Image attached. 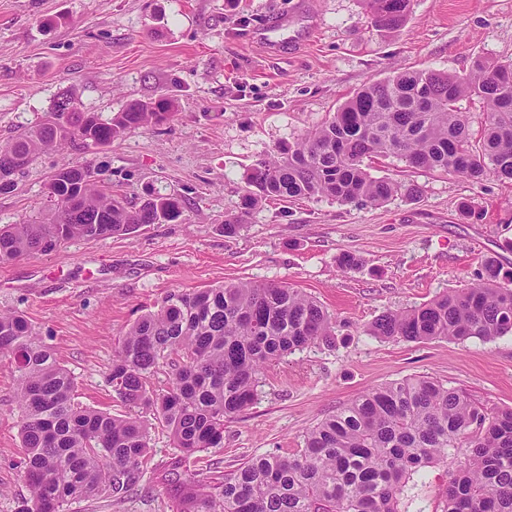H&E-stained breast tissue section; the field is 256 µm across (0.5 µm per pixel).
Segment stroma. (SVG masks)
Here are the masks:
<instances>
[{
    "instance_id": "stroma-1",
    "label": "stroma",
    "mask_w": 512,
    "mask_h": 512,
    "mask_svg": "<svg viewBox=\"0 0 512 512\" xmlns=\"http://www.w3.org/2000/svg\"><path fill=\"white\" fill-rule=\"evenodd\" d=\"M282 15L287 28L270 37L284 50L273 55L255 37ZM478 56L512 61V0H411L392 31L375 27L363 0H0V145L68 88L105 117L135 100L176 103L166 124L110 146L39 154L0 194V226L40 217L51 176L75 164L129 205L149 187L186 204L182 223L0 263V312L23 315L51 347L77 403L123 417L107 382L118 340L170 292L263 281L316 298L336 319L335 343L266 366L254 403L225 424L223 447L201 452L203 485L251 457L292 455L316 423L393 380L425 375L485 407H512V333L416 343L365 332L384 312L468 287L488 261L512 269V180L475 183L384 158L372 176L416 184L417 200H268L238 236L223 230L255 160L325 123L365 83L409 67L463 73ZM463 201L481 209L480 223L460 217ZM344 252L359 260L346 272ZM19 415L15 374L0 360V512L28 495ZM142 419L150 450L141 487L119 502L74 501L68 512H173L161 476L175 443L152 413Z\"/></svg>"
}]
</instances>
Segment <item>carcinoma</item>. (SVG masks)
Masks as SVG:
<instances>
[{
  "label": "carcinoma",
  "mask_w": 512,
  "mask_h": 512,
  "mask_svg": "<svg viewBox=\"0 0 512 512\" xmlns=\"http://www.w3.org/2000/svg\"><path fill=\"white\" fill-rule=\"evenodd\" d=\"M364 2L384 30L410 13L411 0ZM464 97L487 110L477 139L457 107ZM174 109L167 97L138 100L89 124L65 90L48 112L55 120L0 145V168L16 174L40 152L108 146L133 129L167 122ZM389 157L474 182L512 179V63L479 56L462 75L402 69L366 83L328 122L252 164L238 210L224 216V235H238L268 199H417V185L370 174V163ZM85 169L76 164L53 175L54 208L43 221L0 228L1 263L73 239L185 221L178 196L150 189L131 208L112 187L83 178ZM368 332L406 342L492 341L512 332V272L490 262L480 283L386 312ZM335 336V318L315 299L257 281L173 291L125 332L108 383L122 404L152 411L170 429L180 452L172 463L176 512H512V408L487 410L428 376L360 394L310 429L289 457L258 455L208 487L195 484L189 460L224 446V423L254 402L264 367L309 345L329 346ZM0 356L16 373L21 411L29 497L18 512H67L72 501L100 493L118 501L140 485L148 431L137 415L114 417L75 403L73 377L18 313H0ZM164 363L173 367L170 386L155 393L146 379ZM440 464L452 473L432 507L422 493L424 473Z\"/></svg>",
  "instance_id": "obj_1"
}]
</instances>
